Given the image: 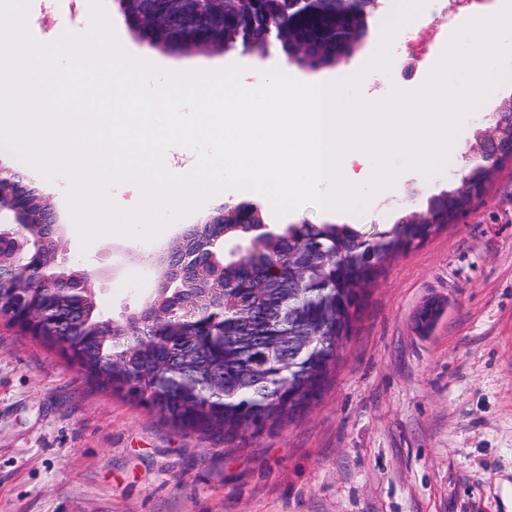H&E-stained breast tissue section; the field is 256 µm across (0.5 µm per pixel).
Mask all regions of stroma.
Segmentation results:
<instances>
[{
	"label": "stroma",
	"mask_w": 512,
	"mask_h": 512,
	"mask_svg": "<svg viewBox=\"0 0 512 512\" xmlns=\"http://www.w3.org/2000/svg\"><path fill=\"white\" fill-rule=\"evenodd\" d=\"M427 0L405 63L373 82L381 96L421 85L463 12L428 35ZM390 20L376 11L343 64L288 65L240 48L151 50L171 70L278 68L309 82L357 70ZM85 23L81 0L39 7L32 35ZM411 79H402L400 68ZM512 104V81L467 112L459 139L475 153L488 120ZM464 171L440 164L405 195L374 192L353 228L371 239L406 214L453 191ZM63 249L95 270L102 317L138 309L159 257L223 203L257 204L270 229L326 223L305 206L276 216L262 194L227 190L156 236L107 233L83 242L69 205L49 187ZM428 301L442 311L428 335L414 316ZM321 397L299 418L232 441L177 429L139 398L97 386L79 364L0 319V512H512V161L459 219L386 265L365 295L354 329Z\"/></svg>",
	"instance_id": "stroma-1"
}]
</instances>
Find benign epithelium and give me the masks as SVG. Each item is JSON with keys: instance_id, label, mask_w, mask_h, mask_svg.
<instances>
[{"instance_id": "7a95c632", "label": "benign epithelium", "mask_w": 512, "mask_h": 512, "mask_svg": "<svg viewBox=\"0 0 512 512\" xmlns=\"http://www.w3.org/2000/svg\"><path fill=\"white\" fill-rule=\"evenodd\" d=\"M174 0H144V14L162 20V26L151 35V40L142 44L184 47V32L190 25V17L183 11L171 9ZM265 11L267 38L256 48L251 45L250 23L240 19L234 27L233 40L241 42L243 53L269 54L270 50L286 41L284 17L291 18L290 26L314 18L322 13L325 0H242ZM323 40L347 47L335 60L341 64L350 58L351 48L356 44L352 30L329 27L321 30ZM512 157V113H496L494 126L486 134L481 153L475 156L478 167L486 176L493 175L505 158ZM24 176L19 172L0 166V317L34 336H52L63 350L74 358L80 356V345L67 341L72 335L71 327L90 320L86 309V295L93 293V273L87 269L72 270L75 263L59 249L58 228L50 205L23 184ZM248 204L231 209L220 207L218 216L188 234L180 243V250L171 252L166 258V267L160 272L159 292L177 287L181 280L191 277H209L214 269L224 270L220 260L224 253V236L227 224H235L242 233L250 236L256 244L263 238L267 225L250 222L246 216ZM314 246L288 252V266L296 278H306L314 262ZM32 289L53 294L68 293L66 308L45 305L33 307L28 301ZM162 296L147 304L142 311L132 313L122 322L126 341L145 340L144 328L152 327L156 342L169 335V328L183 327L198 336L209 337L212 346L224 345V322L228 317H237L228 307L219 312L207 309L203 302L181 306L178 315L167 320L158 310Z\"/></svg>"}]
</instances>
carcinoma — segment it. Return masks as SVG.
<instances>
[{
  "label": "carcinoma",
  "instance_id": "carcinoma-1",
  "mask_svg": "<svg viewBox=\"0 0 512 512\" xmlns=\"http://www.w3.org/2000/svg\"><path fill=\"white\" fill-rule=\"evenodd\" d=\"M192 11L199 15L217 16L225 10L224 29L234 28L239 17L238 4L228 0L220 6L210 0H196ZM295 39L310 45L309 59L313 64L330 61V55L316 44L315 27L294 33ZM440 230L441 225L396 224L381 234V243L369 247L348 224L291 225L278 235L262 241L260 250L250 254L248 265L242 267L231 261L224 264V299L233 301L238 309L235 321L224 326V357L216 356L212 348L199 343L198 338L177 330L165 337L162 347L151 342L130 347L110 336H81L83 345L82 366L104 387L109 382L120 383L125 373H112L107 380L105 365L112 354L121 356L137 370L138 377L154 384L148 395L149 402L157 407L170 424L185 430L222 434L235 438L252 426L265 422L272 426L295 417L288 407V400L303 392L306 379L315 371L326 376L338 359L341 340L336 336V323L326 318L328 310L336 308L338 319L354 322L359 305L342 298L343 289L337 284L344 278H355L361 290H367L385 265L407 251L411 243L426 236L430 230ZM321 247L317 254L314 275L297 281L288 270L286 255L290 248H300L310 241ZM299 310L323 326L311 346L305 348L297 359L285 362L278 350L301 335L302 327L288 323V311ZM195 353L202 379L210 370L219 366L224 375V407L216 408L205 402L213 396L204 385L192 390H181L157 383L153 360L163 354L176 369L183 363L184 355ZM189 396L203 399L193 411L183 408Z\"/></svg>",
  "mask_w": 512,
  "mask_h": 512
}]
</instances>
